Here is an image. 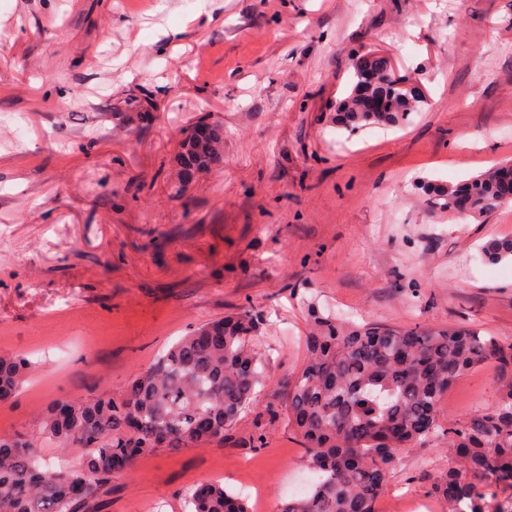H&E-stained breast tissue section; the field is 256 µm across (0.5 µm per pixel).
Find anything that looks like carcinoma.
<instances>
[{
    "mask_svg": "<svg viewBox=\"0 0 512 512\" xmlns=\"http://www.w3.org/2000/svg\"><path fill=\"white\" fill-rule=\"evenodd\" d=\"M366 78L354 70L350 94L336 104V123L356 129L399 125L424 100L401 88L380 86L384 107L361 105ZM492 167L469 179L468 209L483 217L500 204V172ZM457 185H428L436 212L458 214ZM488 261L512 258V238L491 241ZM307 355L288 381L285 410L301 436L316 480L281 512H375L400 450L440 438L455 465L434 488L450 512H490V485L512 489V344L469 328L416 326L395 330L357 325L311 310ZM263 319L254 309L203 324L169 347L117 398L103 393L51 405L43 433L75 453L66 468L41 467V448L25 434L0 437V512H80L99 497L112 475L157 445L183 448L224 438L249 407L261 383V360L252 344ZM492 363L501 379L496 405L443 426L440 403L464 375ZM28 361L0 355V402L22 387ZM190 512H249L240 496L217 483L187 494Z\"/></svg>",
    "mask_w": 512,
    "mask_h": 512,
    "instance_id": "cac0c4a2",
    "label": "carcinoma"
}]
</instances>
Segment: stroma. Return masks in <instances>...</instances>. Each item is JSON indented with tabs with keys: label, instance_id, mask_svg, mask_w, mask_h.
I'll use <instances>...</instances> for the list:
<instances>
[{
	"label": "stroma",
	"instance_id": "stroma-1",
	"mask_svg": "<svg viewBox=\"0 0 512 512\" xmlns=\"http://www.w3.org/2000/svg\"><path fill=\"white\" fill-rule=\"evenodd\" d=\"M0 0V355L31 364L0 436L66 452L40 422L58 401L120 396L202 323L248 308L267 380L222 441L158 448L81 512H186L219 482L250 512L308 487L284 411L310 309L395 329L465 325L512 343V209L433 213L424 184L512 163V0ZM183 25L175 38L164 29ZM421 86L400 126L348 130L336 103L357 57ZM224 129L220 168L182 178L178 140ZM488 364L441 403L461 421L498 398ZM444 441L401 450L376 512L424 499Z\"/></svg>",
	"mask_w": 512,
	"mask_h": 512
}]
</instances>
